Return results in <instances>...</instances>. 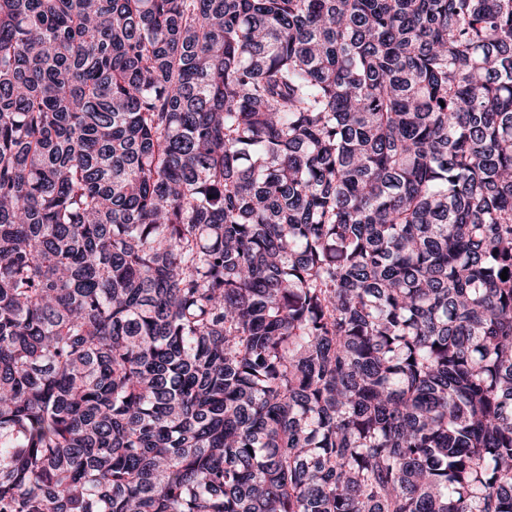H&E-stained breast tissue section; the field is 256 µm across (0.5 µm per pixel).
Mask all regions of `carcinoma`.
Instances as JSON below:
<instances>
[{
  "label": "carcinoma",
  "instance_id": "obj_1",
  "mask_svg": "<svg viewBox=\"0 0 512 512\" xmlns=\"http://www.w3.org/2000/svg\"><path fill=\"white\" fill-rule=\"evenodd\" d=\"M0 512H512V0H0Z\"/></svg>",
  "mask_w": 512,
  "mask_h": 512
}]
</instances>
